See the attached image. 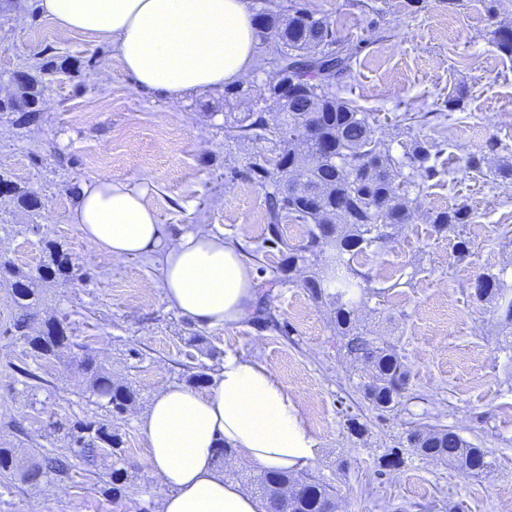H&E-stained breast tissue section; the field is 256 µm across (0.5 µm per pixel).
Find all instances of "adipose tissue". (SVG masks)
I'll return each instance as SVG.
<instances>
[{"mask_svg": "<svg viewBox=\"0 0 512 512\" xmlns=\"http://www.w3.org/2000/svg\"><path fill=\"white\" fill-rule=\"evenodd\" d=\"M65 31L110 41L137 85L170 100L192 89H220L254 62L246 0H39ZM145 181L81 184L71 216L84 239L116 258L156 257L169 303L203 327L249 319L257 283L240 253L196 228L172 233L146 203ZM138 425L147 463L170 487L160 512H265L262 501L225 480L221 446L264 470L310 467L313 438L298 403L264 365L233 354L204 391L171 384L157 392Z\"/></svg>", "mask_w": 512, "mask_h": 512, "instance_id": "ef3b65f1", "label": "adipose tissue"}]
</instances>
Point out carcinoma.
Here are the masks:
<instances>
[{
    "mask_svg": "<svg viewBox=\"0 0 512 512\" xmlns=\"http://www.w3.org/2000/svg\"><path fill=\"white\" fill-rule=\"evenodd\" d=\"M292 13L283 18L273 11H262V23L256 33L277 44L273 62L277 73L293 71L303 80L297 95H269L278 105L281 120L268 126L261 112L249 115L246 125L231 126L228 136L234 139L265 140L272 144L275 158L249 163L248 178L263 188L266 199L268 237L263 242L276 245L286 253L284 263L270 279L272 284L286 282L285 275L303 268L312 274L301 280L311 298L332 306L331 321L341 350L351 361H364L370 372L358 382L357 389L379 415L399 407L408 383V369L397 345L377 336H369L356 317L357 306L373 296L370 272L351 265L354 256L370 250L378 251L392 237V230L411 221L409 200L393 188L397 179L409 187H420L437 174L427 165L432 145L415 141L401 156L382 146L368 116L352 103L341 99L329 79L348 72L352 53L345 42L336 38L334 23L317 17L306 5H291ZM500 52L512 58V27L505 26L495 33ZM41 81L26 76L18 98L0 100V112L16 114L15 123L28 125L38 119L29 108L38 104ZM316 126L317 135L294 150L293 136L299 126ZM0 193L11 194L17 202L33 208L37 200L0 174ZM307 225L306 238L290 244L282 233L285 223ZM471 223L466 205L456 204L430 216L432 231L440 234L449 227ZM50 263L43 265L38 276L14 270L8 261L0 260V277L13 278L12 290L17 306L23 313L13 323V335L32 350L54 355L71 346V336L58 320L44 322L38 330L30 327V310L41 298L35 280H48L70 271L68 256L59 248L48 245ZM471 256V242L458 231L453 245V257L463 262ZM487 287L474 292L477 300L497 304L504 328H512V298H506L503 279L486 272L481 274ZM81 370L90 375L93 393L104 400V407L115 419L121 417L137 401V392L112 378L85 354ZM71 446L68 453L51 456L42 454L23 467L22 476L38 483L45 476H63L71 468L70 458L88 464L95 462L100 450L112 449L119 457L123 445L112 424L103 420L79 422L69 428ZM406 441L413 452L426 460L443 461L471 474L483 473L490 467L488 451L478 448L461 437L452 426L440 425L429 429L407 431ZM128 472L120 467L112 470L109 483L112 497L122 495ZM255 493L264 503L266 512H333L335 493L325 484L307 479L303 472L260 470L251 478ZM288 487V496L281 493Z\"/></svg>",
    "mask_w": 512,
    "mask_h": 512,
    "instance_id": "1",
    "label": "carcinoma"
}]
</instances>
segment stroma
<instances>
[{
	"label": "stroma",
	"instance_id": "obj_1",
	"mask_svg": "<svg viewBox=\"0 0 512 512\" xmlns=\"http://www.w3.org/2000/svg\"><path fill=\"white\" fill-rule=\"evenodd\" d=\"M336 23V36L356 46L349 73L337 78L343 98L370 115L377 138L401 154L403 144L436 142L430 158L439 175L410 189L412 221L386 249L358 262L374 275L378 296L359 306L373 335L394 341L409 367L401 407L379 414L357 393L366 373L346 359L327 306L300 285L272 288L266 307L273 326L246 320L201 327L165 298L151 259L115 258L83 239L70 214L88 180L136 178L153 184L146 202L173 230L201 225L243 253L258 282L278 267L276 247L263 246V189L245 176L265 155L262 141L228 138L225 127L249 113L268 123L278 109L263 92L274 76L270 55L240 80L246 93L199 90L171 102L138 89L110 43L59 29L36 0H0V95H20L18 76L42 82V118L16 126L0 113V174L34 193L40 209L0 195V257L36 274L48 263L47 243L70 257L72 270L41 283L36 322L65 321L76 346L40 356L12 334L19 313L9 282L0 280V448L21 453L64 451L53 422L73 425L105 410L77 365L90 354L138 399L113 429L121 456L100 451L94 466L27 483L0 471V512H158L168 489L147 466L137 420L161 388L190 373L219 372L233 353L269 368L300 403L314 439L308 476L333 487L337 512H512V348L500 336L492 304L478 301L472 283L482 272L502 273L512 286V58L493 34L512 26V0H307ZM54 70H45L47 61ZM463 107L448 111L446 101ZM484 154L482 173L465 172L467 153ZM473 212L464 234L471 255L453 258L454 233L432 232L430 212L454 204ZM29 369L43 380L33 387ZM366 424L352 436L347 417ZM437 417L474 445L490 450L491 466L473 476L416 456L406 430ZM400 448L399 469L382 457ZM129 485L120 499L103 494L117 460Z\"/></svg>",
	"mask_w": 512,
	"mask_h": 512
}]
</instances>
